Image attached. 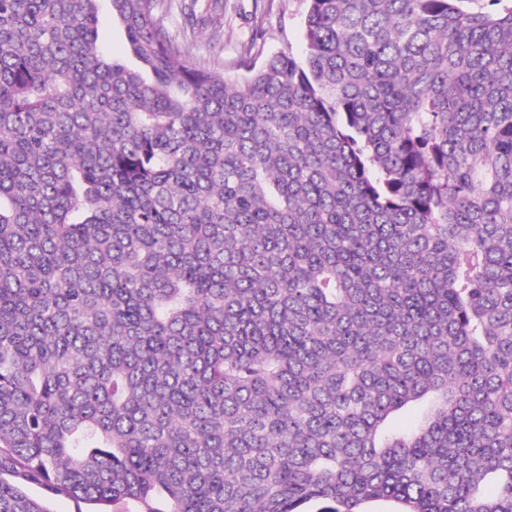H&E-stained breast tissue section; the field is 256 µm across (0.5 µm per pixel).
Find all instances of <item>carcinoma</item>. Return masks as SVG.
<instances>
[{"label":"carcinoma","mask_w":512,"mask_h":512,"mask_svg":"<svg viewBox=\"0 0 512 512\" xmlns=\"http://www.w3.org/2000/svg\"><path fill=\"white\" fill-rule=\"evenodd\" d=\"M98 2L0 0V512H512V0ZM307 9L306 0H224V28L217 36L212 25L199 22L198 9L197 20L188 11L184 14L175 10L164 24L173 32L195 27L196 53L214 52L224 58L226 65L244 56L254 39L252 55L261 53L256 58L259 66L275 53L290 52L298 60L304 57ZM106 33L109 40L110 56L116 61L133 64L134 60L121 37L119 25L112 24L111 20H107Z\"/></svg>","instance_id":"cac0c4a2"}]
</instances>
